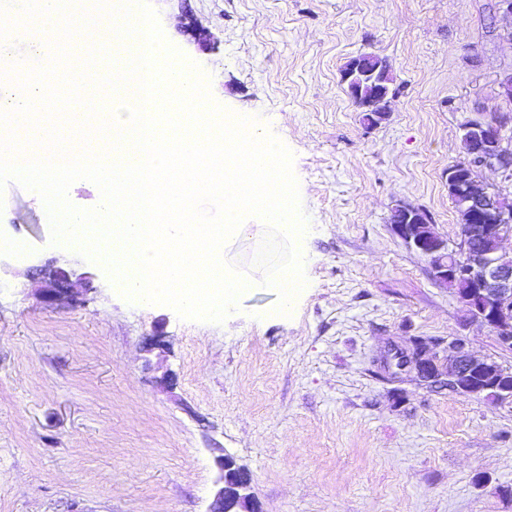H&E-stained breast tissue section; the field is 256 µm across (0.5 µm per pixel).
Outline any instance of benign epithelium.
<instances>
[{
    "label": "benign epithelium",
    "mask_w": 512,
    "mask_h": 512,
    "mask_svg": "<svg viewBox=\"0 0 512 512\" xmlns=\"http://www.w3.org/2000/svg\"><path fill=\"white\" fill-rule=\"evenodd\" d=\"M504 124L485 118L465 122L462 133L473 145V154L486 163H498L512 155V150L503 146ZM450 182L454 184V195L460 201L459 210L464 214L470 233L451 243L434 233H421L416 224L421 222L420 211L410 205L396 208L400 218L392 222L394 232L404 242L421 254L434 259V273L438 280L450 278L467 280L471 288L461 298L473 320L487 326L504 349H512V266L501 261L495 250L478 251L470 243V237L500 242L512 232V205L501 193L477 178V171L469 165H460L448 170ZM34 276L45 281L41 299L49 306H63L76 300L70 272L47 263L29 269ZM448 368L436 363L430 349L421 350L408 343L392 349L388 368L392 375L403 372L415 376L436 389L470 391L480 393L495 391L500 402L512 401V371L489 369V359L471 353L465 340L455 337L448 342ZM231 459L222 458V487L210 503L207 512H261L260 506L250 493V473L241 466L229 468Z\"/></svg>",
    "instance_id": "1"
}]
</instances>
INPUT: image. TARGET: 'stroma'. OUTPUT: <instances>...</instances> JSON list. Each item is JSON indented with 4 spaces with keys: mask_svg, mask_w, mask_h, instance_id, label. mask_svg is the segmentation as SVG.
I'll return each mask as SVG.
<instances>
[{
    "mask_svg": "<svg viewBox=\"0 0 512 512\" xmlns=\"http://www.w3.org/2000/svg\"><path fill=\"white\" fill-rule=\"evenodd\" d=\"M213 100L293 154L305 285L223 320L183 319L113 288L51 243L42 203L0 190V512H207L218 455L251 474L262 512H512V402L392 376L390 345L465 337L512 369L433 261L392 230L425 209L457 240L448 167L461 124L512 111V18L499 0H147ZM212 39L200 46L191 27ZM387 60L398 92L371 127L346 63ZM55 260L79 300L45 306L28 269Z\"/></svg>",
    "mask_w": 512,
    "mask_h": 512,
    "instance_id": "1",
    "label": "stroma"
}]
</instances>
